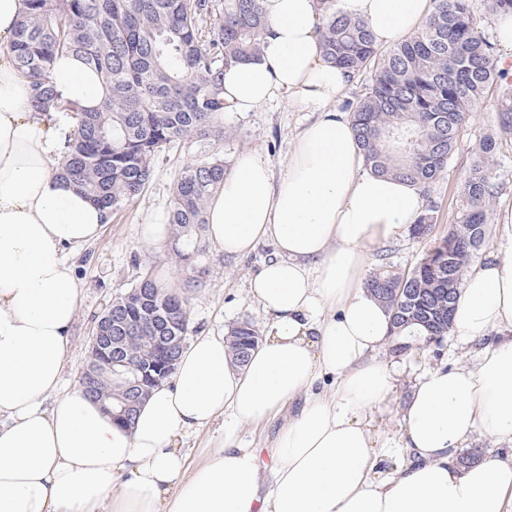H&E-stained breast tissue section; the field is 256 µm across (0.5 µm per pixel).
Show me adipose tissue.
<instances>
[{"mask_svg": "<svg viewBox=\"0 0 512 512\" xmlns=\"http://www.w3.org/2000/svg\"><path fill=\"white\" fill-rule=\"evenodd\" d=\"M377 45L417 33L432 0H336ZM268 31L257 58L224 69L228 109L276 100L313 118L274 176L259 154L238 157L211 198L207 233L227 255L272 241L275 256L250 283L270 319L244 367L222 336L194 339L132 426L118 424L63 373L82 287L71 256L104 214L55 175L57 125L34 112L12 44L26 0H0V512H512V457H456L475 432L512 441V236L468 270L453 329L465 343L500 329L473 366L435 369L413 387L399 445L409 462L376 472L372 407L392 390L376 357L392 339L363 277L376 247L422 213L416 186L363 169L336 101L347 74L319 45V0H263ZM49 78L61 100L93 108L101 77L72 55ZM332 393L317 390L320 377ZM296 413L269 462L237 430L287 406ZM223 420L207 461L181 449L190 432Z\"/></svg>", "mask_w": 512, "mask_h": 512, "instance_id": "obj_1", "label": "adipose tissue"}]
</instances>
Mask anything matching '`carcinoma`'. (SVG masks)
<instances>
[{"label": "carcinoma", "mask_w": 512, "mask_h": 512, "mask_svg": "<svg viewBox=\"0 0 512 512\" xmlns=\"http://www.w3.org/2000/svg\"><path fill=\"white\" fill-rule=\"evenodd\" d=\"M435 9L413 37L383 50L367 24L320 0L324 57L354 79L370 73L364 92L346 103L365 166L417 186L422 193L448 165L460 129L480 104L497 100V135L480 139L478 159L463 186L465 204L448 231L434 234L435 209L427 207L412 227L427 242L412 268L380 266L365 284L389 313L393 343L412 336L421 350L431 336L445 337L465 271L480 251L497 193L495 162L512 143V78L498 69L495 44L476 25L472 0H434ZM15 43L16 64L32 91L34 111L72 127L62 132L58 174L105 210L129 205L153 176L154 161L168 145L190 138L224 137V67L261 50L266 27L261 0H224L213 37L200 26L208 0H27ZM59 54H74L99 73V107L63 102L48 72ZM226 175L224 159L183 168L173 187L168 224L174 255L187 269L170 287L146 264L128 293L148 299L144 308L190 306L206 286L197 275L205 251L202 231L209 199ZM159 332L143 328L123 343L130 359L152 357ZM234 362L246 364L260 336L248 322L228 329ZM86 370L95 378L85 394L112 415L126 404L121 367L90 351Z\"/></svg>", "instance_id": "obj_1"}]
</instances>
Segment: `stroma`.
<instances>
[{
	"label": "stroma",
	"instance_id": "stroma-1",
	"mask_svg": "<svg viewBox=\"0 0 512 512\" xmlns=\"http://www.w3.org/2000/svg\"><path fill=\"white\" fill-rule=\"evenodd\" d=\"M312 115L292 111L287 103L274 101L251 112L225 113L224 138L189 139L173 143L156 159L150 182L128 206L113 213L100 235L78 249L71 261L82 284L80 306L71 332L70 354L63 374L66 389L77 386L86 363L94 315L99 314L113 297L125 293L137 281L144 264L154 265L162 278L179 285L184 271L176 260L170 244L144 240L142 224L167 219L172 205V187L182 168L218 156L226 167H233L245 151L265 156L274 174L288 167L293 138ZM497 128L496 102L488 100L474 112L471 121L461 130L447 167L431 186L429 196L437 208V227L446 230L454 223L462 208V187L474 159L479 140ZM496 181L498 192L490 210L486 238L478 260L489 258L506 238L504 225L512 219V148H504L498 161ZM422 242L411 234L382 243L372 254L370 269L386 264L397 269L411 267L421 254ZM271 242L259 243L245 255L229 256L214 245H207L201 258L209 274L205 288L190 300L191 323L186 335L194 340L201 335L225 334L228 327L240 322L251 323L259 334L268 331L269 318L249 295V283L262 266L272 259ZM494 336L464 344L457 335L446 336L432 343L423 353L386 347L379 354L394 370V387L387 400L373 411V432L379 451L377 470L386 475L409 460L399 449L397 439L403 409L417 379L429 370L452 368L474 363L484 347L493 345Z\"/></svg>",
	"mask_w": 512,
	"mask_h": 512
}]
</instances>
